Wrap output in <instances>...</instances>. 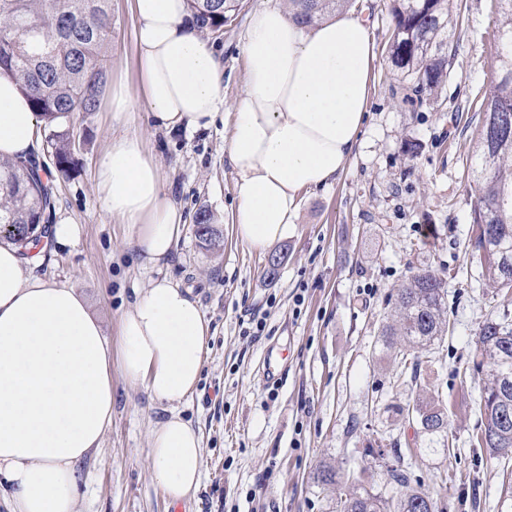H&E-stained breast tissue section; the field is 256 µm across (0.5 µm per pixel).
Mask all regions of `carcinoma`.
Masks as SVG:
<instances>
[{
    "mask_svg": "<svg viewBox=\"0 0 512 512\" xmlns=\"http://www.w3.org/2000/svg\"><path fill=\"white\" fill-rule=\"evenodd\" d=\"M301 24H313L347 7L349 0H287ZM388 54L408 78L416 101L434 94L448 77L454 0H396ZM504 16L498 52L502 76L481 104L479 154L473 170L477 199L471 228L473 253L486 277L512 288V0H499ZM112 0H0V73L29 92L35 112L52 129L48 143L58 171L70 163L66 126L79 113L97 110L112 39ZM190 21L211 36L243 7V0H187ZM51 194L35 165L0 160V243L37 248L46 233L45 211ZM200 243L215 249L221 235L206 208L194 215ZM444 281L429 270L414 273L397 288L390 318L382 326V347L396 349L410 362L409 383L418 384L420 353L450 331ZM471 370L486 373L473 445L495 457L512 452V315L504 311L479 329ZM417 423L427 449L449 446L448 407L440 399H414L398 408ZM390 483L402 489L384 498L363 484L342 487L336 470L325 466L314 476L336 486V512H443L438 502L410 487L412 473L386 467Z\"/></svg>",
    "mask_w": 512,
    "mask_h": 512,
    "instance_id": "1",
    "label": "carcinoma"
}]
</instances>
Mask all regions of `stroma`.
Listing matches in <instances>:
<instances>
[{
	"instance_id": "1",
	"label": "stroma",
	"mask_w": 512,
	"mask_h": 512,
	"mask_svg": "<svg viewBox=\"0 0 512 512\" xmlns=\"http://www.w3.org/2000/svg\"><path fill=\"white\" fill-rule=\"evenodd\" d=\"M262 3L244 0L213 42L224 63L225 106L243 91L241 38ZM457 5L448 79L414 106L388 58L392 0H353L378 56L359 146L336 182L301 193L297 231L278 245L287 257L272 282L265 254L242 244L231 222L234 174L223 120L204 132L169 133L155 127L143 101H134L125 121L99 103L69 125L74 150L64 174L40 143L35 161L52 188L50 220L71 219L79 234L73 243L46 245L35 275L75 288L106 336L118 340L123 314L152 274L128 245L129 226L101 208L94 171L113 137L137 136L187 219L160 273L191 289L211 329L197 389L178 406L203 439L196 497L172 504L153 481L146 448L169 408L116 372L112 423L81 467L89 477L81 512H335L336 489L315 482L317 469L333 466L343 479L367 469L369 487L391 498L385 467L407 463L419 490L447 512H512V455L493 459L470 442L480 383L471 352L482 323L512 304L492 286L478 287L481 270L468 244L479 104L499 77L503 15L498 0ZM134 28L129 0H112L106 83H136ZM203 206L222 234L220 249L202 247L195 235L192 219ZM420 269L444 278L454 325L431 346L420 380L448 402L453 446L438 452L399 414L415 394L392 385L402 365L380 345L391 296ZM253 318L265 322L262 335H249ZM269 353L278 359L272 371L264 365ZM443 473L452 482L441 483Z\"/></svg>"
}]
</instances>
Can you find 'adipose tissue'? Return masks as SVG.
I'll use <instances>...</instances> for the list:
<instances>
[{
  "instance_id": "adipose-tissue-1",
  "label": "adipose tissue",
  "mask_w": 512,
  "mask_h": 512,
  "mask_svg": "<svg viewBox=\"0 0 512 512\" xmlns=\"http://www.w3.org/2000/svg\"><path fill=\"white\" fill-rule=\"evenodd\" d=\"M137 86L113 83V118L142 96L158 127L193 133L224 116V152L237 201L235 233L266 252L296 230L302 191L326 186L359 145L375 46L364 21L343 11L299 25L285 6L255 9L241 39L244 91L224 109V70L187 20L186 0H132ZM42 121L11 76L0 74V157L28 159ZM106 213L133 230L142 269L160 268L185 220L158 161L135 136L113 138L94 173ZM210 327L191 291L164 277L136 294L112 346L74 290L29 272L0 245V504L6 512H76L80 463L112 422V372L170 405L149 437L152 478L174 501L193 498L202 443L177 411L200 380Z\"/></svg>"
}]
</instances>
